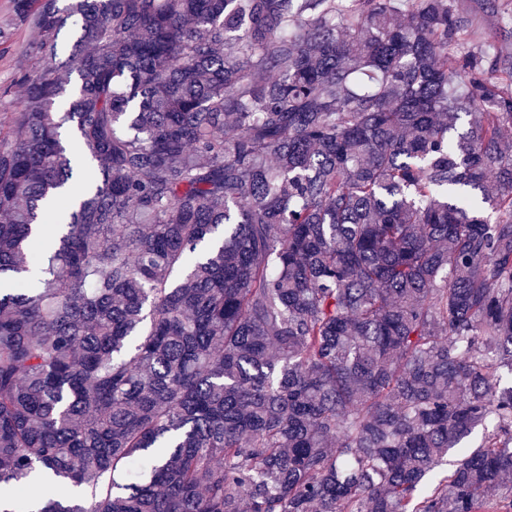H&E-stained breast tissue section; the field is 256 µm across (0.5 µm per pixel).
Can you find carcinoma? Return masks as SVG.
Masks as SVG:
<instances>
[{
    "instance_id": "cac0c4a2",
    "label": "carcinoma",
    "mask_w": 512,
    "mask_h": 512,
    "mask_svg": "<svg viewBox=\"0 0 512 512\" xmlns=\"http://www.w3.org/2000/svg\"><path fill=\"white\" fill-rule=\"evenodd\" d=\"M58 2L11 5L0 512H512V64L471 16ZM11 0H0V120L7 121L23 106V75L35 67L29 44L38 34L29 24L16 19Z\"/></svg>"
}]
</instances>
